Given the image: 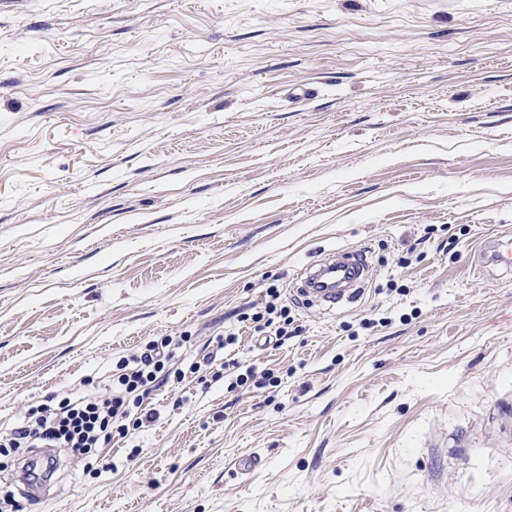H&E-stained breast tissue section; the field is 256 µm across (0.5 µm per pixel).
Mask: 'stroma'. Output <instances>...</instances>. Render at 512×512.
<instances>
[{"instance_id":"1","label":"stroma","mask_w":512,"mask_h":512,"mask_svg":"<svg viewBox=\"0 0 512 512\" xmlns=\"http://www.w3.org/2000/svg\"><path fill=\"white\" fill-rule=\"evenodd\" d=\"M509 231L512 0H0V433L183 341L20 512H512ZM480 255L487 258V263L512 272V236L497 234L482 241ZM318 270L309 278L307 281V288L303 291L306 294L313 295L319 301L329 302V303H339L342 301H351L357 297L360 290L355 288L357 286V281L362 272V268L364 266L363 259L359 253H347L341 255L338 261L330 262H321L318 264ZM348 269L351 271L352 276L347 280L344 288H317L316 281V273L321 269L323 270H334L336 269ZM268 290V295L273 300L266 303L264 306V312H257L253 317L250 318V320H252L254 323H260L262 320L266 319L264 325L269 327L270 325L274 324L275 319H277V323L279 325L276 329L275 335L288 336V325L293 323V320L290 319L288 308L286 306H282L278 309V306L274 303V300L278 299L277 290L274 288H270Z\"/></svg>"}]
</instances>
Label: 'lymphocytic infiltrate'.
Segmentation results:
<instances>
[{
  "mask_svg": "<svg viewBox=\"0 0 512 512\" xmlns=\"http://www.w3.org/2000/svg\"><path fill=\"white\" fill-rule=\"evenodd\" d=\"M169 344L166 338L149 342L144 351L121 362L119 388L109 397L65 398L29 410L0 440V449L67 448L87 460L113 435L124 436L152 422L153 414L142 411L141 405L162 382Z\"/></svg>",
  "mask_w": 512,
  "mask_h": 512,
  "instance_id": "1",
  "label": "lymphocytic infiltrate"
}]
</instances>
